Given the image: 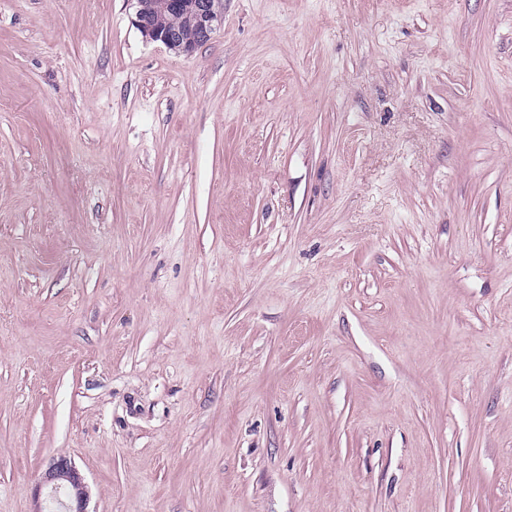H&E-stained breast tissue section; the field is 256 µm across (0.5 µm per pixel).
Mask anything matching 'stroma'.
<instances>
[{
    "mask_svg": "<svg viewBox=\"0 0 512 512\" xmlns=\"http://www.w3.org/2000/svg\"><path fill=\"white\" fill-rule=\"evenodd\" d=\"M512 512V0H0V512ZM136 4L137 23L146 39L159 41L169 50L178 54H191L201 44L208 42L212 34L224 22L223 0H164L160 4L150 0H133ZM160 9L181 13L195 26L197 36L193 42L184 40L176 28H162L153 21V13ZM89 496L84 476L70 458L60 455L50 461L36 489L34 512H89Z\"/></svg>",
    "mask_w": 512,
    "mask_h": 512,
    "instance_id": "stroma-1",
    "label": "stroma"
}]
</instances>
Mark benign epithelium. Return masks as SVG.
Returning <instances> with one entry per match:
<instances>
[{"instance_id": "7a95c632", "label": "benign epithelium", "mask_w": 512, "mask_h": 512, "mask_svg": "<svg viewBox=\"0 0 512 512\" xmlns=\"http://www.w3.org/2000/svg\"><path fill=\"white\" fill-rule=\"evenodd\" d=\"M137 23L142 35L159 41L178 54H190L208 42L224 22V0H134ZM181 13L195 26L197 36L192 42L184 40L176 28H162L153 21L156 10ZM88 485L84 476L65 455L52 459L36 489L34 512H87Z\"/></svg>"}]
</instances>
